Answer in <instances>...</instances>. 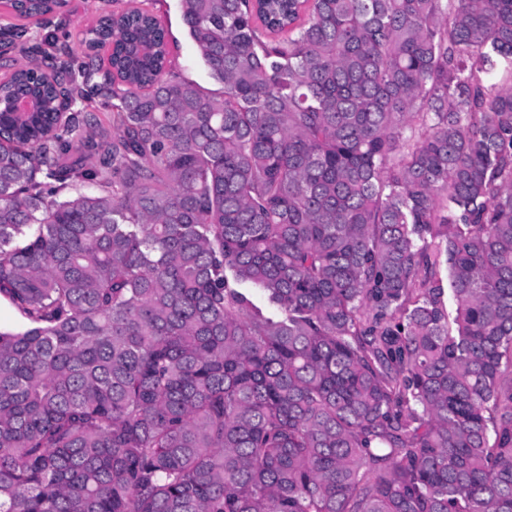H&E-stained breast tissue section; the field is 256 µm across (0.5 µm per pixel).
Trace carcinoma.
<instances>
[{"label":"carcinoma","mask_w":512,"mask_h":512,"mask_svg":"<svg viewBox=\"0 0 512 512\" xmlns=\"http://www.w3.org/2000/svg\"><path fill=\"white\" fill-rule=\"evenodd\" d=\"M178 2L0 83V512H512V0ZM145 3L170 33L168 71L210 87L211 80L200 61L198 51L185 33L178 1L157 0Z\"/></svg>","instance_id":"1"}]
</instances>
